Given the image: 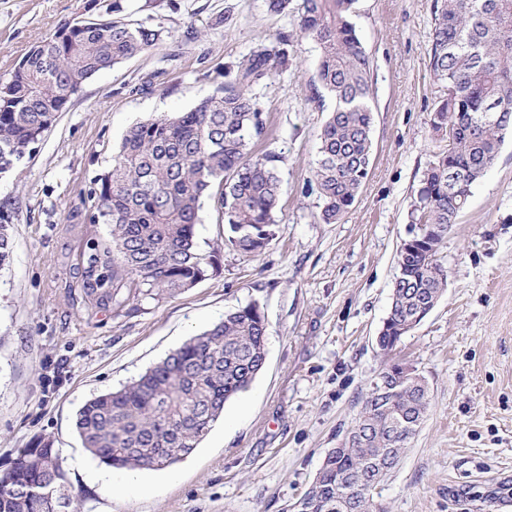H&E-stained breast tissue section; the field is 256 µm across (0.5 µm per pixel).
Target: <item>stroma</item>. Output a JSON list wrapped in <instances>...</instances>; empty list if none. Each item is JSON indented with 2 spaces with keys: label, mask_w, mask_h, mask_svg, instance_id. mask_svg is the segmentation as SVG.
Segmentation results:
<instances>
[{
  "label": "stroma",
  "mask_w": 512,
  "mask_h": 512,
  "mask_svg": "<svg viewBox=\"0 0 512 512\" xmlns=\"http://www.w3.org/2000/svg\"><path fill=\"white\" fill-rule=\"evenodd\" d=\"M433 3L358 0L373 153L356 201L328 224L307 191L327 113L310 100L316 51L296 14L270 13L266 0H122L120 19L163 27L162 43L85 83L30 157L0 176V199L15 203L13 251L0 267V472L17 449L45 441L64 459L74 512H285L389 359L425 377L430 405L379 502L388 512H512L477 499L512 485L511 135L440 245L444 296L390 357L376 346L415 191L448 148L430 125L444 93L427 55ZM98 15L90 0H0V76L61 25ZM284 32L292 67L253 90L267 125L256 149L286 158L274 239L255 258L225 248L217 205L205 201L196 233L204 250L219 249L218 270L128 315L98 308L83 292L89 248L109 232L88 219L95 176L133 125L190 110L226 67ZM253 301L268 325L264 369L192 455L120 488L126 470L81 447L78 408ZM105 471L114 485L99 481Z\"/></svg>",
  "instance_id": "1"
}]
</instances>
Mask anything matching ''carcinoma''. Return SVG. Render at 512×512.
I'll return each mask as SVG.
<instances>
[{
    "label": "carcinoma",
    "instance_id": "carcinoma-1",
    "mask_svg": "<svg viewBox=\"0 0 512 512\" xmlns=\"http://www.w3.org/2000/svg\"><path fill=\"white\" fill-rule=\"evenodd\" d=\"M273 13H298L302 36L317 51L312 99L334 106L320 133L307 192L333 223L353 205L371 163V61L351 16L356 0H267ZM33 47L0 76V174L29 154L83 85L102 71L154 48L162 28L112 20H74ZM434 77L448 88L432 109L431 127L448 137V151L430 162L416 190V221L428 246L405 248L397 261L392 304L378 344L389 356L401 337L436 307L448 285L438 259V226L456 223L472 187L494 166L512 131V0H435L428 50ZM284 49L260 46L224 72V83L187 112L132 126L96 180L89 221L107 224L110 238L91 247L83 292L96 306L119 312L134 299L160 300L191 288L218 268V251L196 237L206 197L216 201L224 245L255 257L273 240L284 157L255 153L265 132L253 89L288 69ZM13 203L0 201V266L9 262ZM267 324L258 303L224 314L163 361L116 391L79 408L75 429L89 455L114 468L160 470L191 454L224 404L257 377ZM383 377L345 437L328 451L301 496V512H386L365 477H387L416 435L429 407L428 384L402 375L399 363ZM18 450L0 474V512H54L40 490L67 476L59 450H43L41 467Z\"/></svg>",
    "mask_w": 512,
    "mask_h": 512
}]
</instances>
